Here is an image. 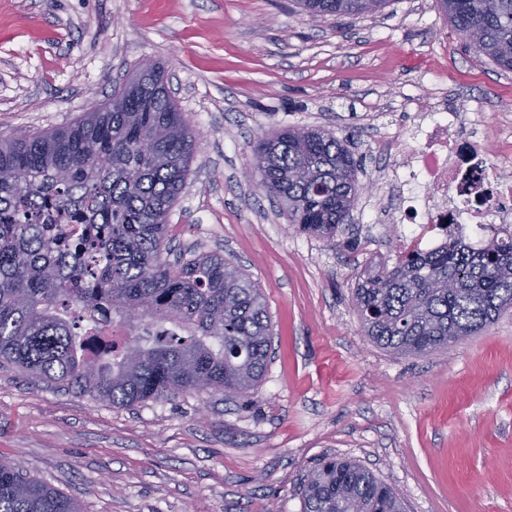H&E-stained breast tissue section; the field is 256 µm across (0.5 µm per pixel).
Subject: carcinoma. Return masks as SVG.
Masks as SVG:
<instances>
[{"label":"carcinoma","instance_id":"carcinoma-1","mask_svg":"<svg viewBox=\"0 0 512 512\" xmlns=\"http://www.w3.org/2000/svg\"><path fill=\"white\" fill-rule=\"evenodd\" d=\"M386 0H298L311 17L374 14ZM475 54L512 71V0H440ZM166 69L138 66L73 124L0 137V364L115 407L192 391L249 396L270 359L260 289L217 253L168 263V216L195 136ZM260 189L291 226L334 243L360 190L358 162L325 129L259 136ZM365 335L399 355L446 349L512 306V240L461 239L374 267L354 294ZM129 327L116 337L108 317ZM304 512H404L401 496L346 459L321 463ZM0 512H80L0 460Z\"/></svg>","mask_w":512,"mask_h":512}]
</instances>
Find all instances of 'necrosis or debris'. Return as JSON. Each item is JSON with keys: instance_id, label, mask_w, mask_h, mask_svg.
Masks as SVG:
<instances>
[{"instance_id": "4bbe7bcc", "label": "necrosis or debris", "mask_w": 512, "mask_h": 512, "mask_svg": "<svg viewBox=\"0 0 512 512\" xmlns=\"http://www.w3.org/2000/svg\"><path fill=\"white\" fill-rule=\"evenodd\" d=\"M459 112L420 120L402 136L396 179L407 188L398 221L402 248L433 251L487 229L512 236V173L492 156L481 132L461 139Z\"/></svg>"}]
</instances>
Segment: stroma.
Returning a JSON list of instances; mask_svg holds the SVG:
<instances>
[{
  "label": "stroma",
  "mask_w": 512,
  "mask_h": 512,
  "mask_svg": "<svg viewBox=\"0 0 512 512\" xmlns=\"http://www.w3.org/2000/svg\"><path fill=\"white\" fill-rule=\"evenodd\" d=\"M145 62L197 138L169 215L175 253H219L261 289L272 354L255 394L115 407L0 367V460L81 512H303L302 485L345 457L405 512H512V309L423 356L373 344L355 312L399 229L382 143L422 114L483 104L512 122V71L474 54L439 0L310 18L293 0H0V134L70 125ZM321 127L361 185L336 244L291 227L250 172L256 137Z\"/></svg>",
  "instance_id": "1"
}]
</instances>
